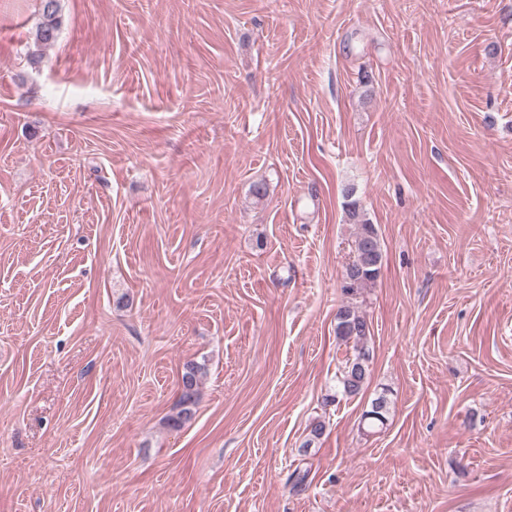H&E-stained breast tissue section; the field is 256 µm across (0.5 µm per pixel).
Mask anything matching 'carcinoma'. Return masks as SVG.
<instances>
[{
    "mask_svg": "<svg viewBox=\"0 0 512 512\" xmlns=\"http://www.w3.org/2000/svg\"><path fill=\"white\" fill-rule=\"evenodd\" d=\"M61 23L60 0H40L33 33L35 50L30 54L32 62H38L39 52L56 42ZM344 197L347 219L356 226V232L352 241L351 257L343 275V292L347 295V301L336 312V336L352 344L353 355L347 359L340 375L337 376V382L342 396L356 397L366 388L369 363L372 360L368 346L370 328L366 316L360 310L358 298L362 290L378 279L383 265V249L378 229L366 217L359 201L353 198V189H345ZM205 372L204 363H185L181 377L179 411L169 418L171 427L179 428L193 416L199 382ZM389 413L390 402L387 398V389L384 388L370 401L363 419L368 428L376 429L387 424ZM325 430V421L315 419L309 426L306 440L299 448V455H307L312 445L324 435Z\"/></svg>",
    "mask_w": 512,
    "mask_h": 512,
    "instance_id": "1",
    "label": "carcinoma"
}]
</instances>
